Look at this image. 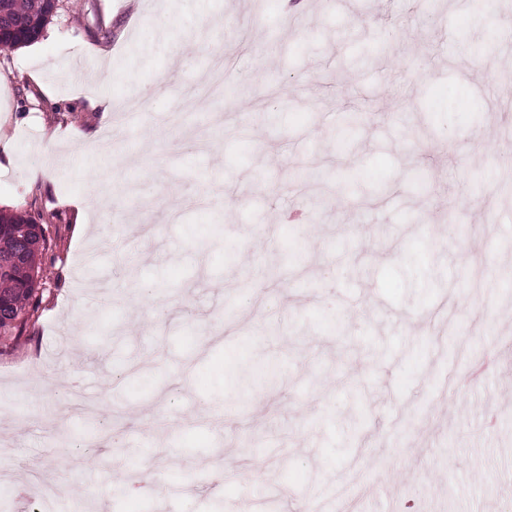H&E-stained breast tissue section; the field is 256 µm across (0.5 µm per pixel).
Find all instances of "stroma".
Instances as JSON below:
<instances>
[{"label":"stroma","mask_w":512,"mask_h":512,"mask_svg":"<svg viewBox=\"0 0 512 512\" xmlns=\"http://www.w3.org/2000/svg\"><path fill=\"white\" fill-rule=\"evenodd\" d=\"M469 3L60 0L42 38L0 51V208L49 241L40 307L0 339L14 512L57 482V512H336L359 471L391 512H512V166L491 120L512 114V36L452 53L512 0ZM301 169L319 204L283 191ZM474 354L496 365L472 382ZM250 365L278 384L234 406ZM218 464L237 476L219 497ZM134 472L151 493L113 500Z\"/></svg>","instance_id":"obj_1"}]
</instances>
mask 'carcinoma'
<instances>
[{
  "label": "carcinoma",
  "mask_w": 512,
  "mask_h": 512,
  "mask_svg": "<svg viewBox=\"0 0 512 512\" xmlns=\"http://www.w3.org/2000/svg\"><path fill=\"white\" fill-rule=\"evenodd\" d=\"M59 0H0V47L16 48L37 41L56 16ZM38 222L26 212L0 210V337L20 336L28 312L41 299L40 256L45 234H35Z\"/></svg>",
  "instance_id": "cac0c4a2"
}]
</instances>
